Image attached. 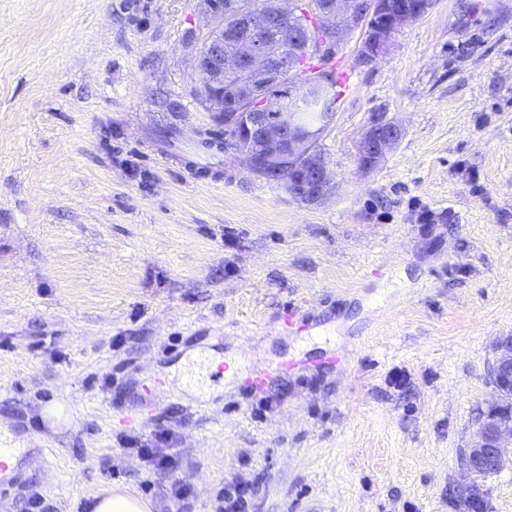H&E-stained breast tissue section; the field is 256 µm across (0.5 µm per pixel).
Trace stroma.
<instances>
[{"mask_svg":"<svg viewBox=\"0 0 512 512\" xmlns=\"http://www.w3.org/2000/svg\"><path fill=\"white\" fill-rule=\"evenodd\" d=\"M190 34L202 0H0V512L106 485L172 512L123 449L160 428L187 512L236 481L248 512H466L512 334V0H435L368 64L348 36L315 201L195 155ZM382 108L406 133L364 173Z\"/></svg>","mask_w":512,"mask_h":512,"instance_id":"1","label":"stroma"}]
</instances>
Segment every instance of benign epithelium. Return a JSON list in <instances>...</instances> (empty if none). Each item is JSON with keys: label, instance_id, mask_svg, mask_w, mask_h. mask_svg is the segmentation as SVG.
<instances>
[{"label": "benign epithelium", "instance_id": "7a95c632", "mask_svg": "<svg viewBox=\"0 0 512 512\" xmlns=\"http://www.w3.org/2000/svg\"><path fill=\"white\" fill-rule=\"evenodd\" d=\"M271 0H205L211 30L201 44L188 40L193 48L195 68L203 75L202 91L227 96L236 105L264 100L251 112H236L232 119L240 126L224 144V153L239 157L247 169L256 172L263 163L271 171L270 180L288 185V193L302 200H316L330 189L327 163L319 152V140L331 126L333 117L308 125L285 111L280 95L271 91L279 83L281 68L306 50L337 46L353 32L361 33L357 60L368 64L390 45L394 35L413 20L407 10L392 9L386 0H314L312 9L326 43L312 40L307 30L296 24L288 3L277 8ZM237 21V28L224 35V16ZM283 31L281 40L271 42L266 29ZM236 72V80L224 82V70ZM405 135L404 126L386 112H373L358 145L357 163L363 172L375 169ZM489 378L497 401L477 422L460 468L472 477L462 501L472 496L478 478L512 459V406L504 403L512 392V336L500 337L494 348Z\"/></svg>", "mask_w": 512, "mask_h": 512}]
</instances>
